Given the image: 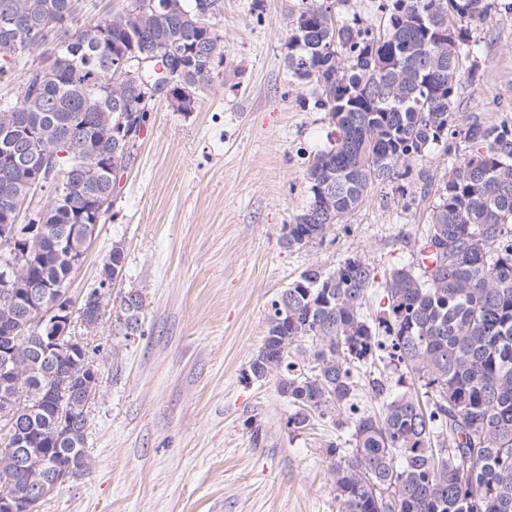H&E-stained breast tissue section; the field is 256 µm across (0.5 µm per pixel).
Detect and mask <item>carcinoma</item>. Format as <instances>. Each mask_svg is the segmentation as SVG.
<instances>
[{"mask_svg": "<svg viewBox=\"0 0 512 512\" xmlns=\"http://www.w3.org/2000/svg\"><path fill=\"white\" fill-rule=\"evenodd\" d=\"M125 0L87 26L72 29L81 0H0V74L22 65L26 82L0 100V224L15 221L40 178L39 154L55 160L62 183L29 222L34 262L29 278L61 305L69 295L70 254L79 239H60L62 224L99 220L98 197L112 193L133 156L115 153L122 133L142 132L149 115L131 93L104 96L123 59L155 57L181 88L202 91L224 58L217 14L197 17L196 0ZM375 22L343 21L330 0H305L289 18L288 69L310 88L326 113L329 145L305 174L307 203L284 227L287 248L322 243L377 184L411 173L432 152L453 158L438 184L430 222L406 240L412 261L383 282L367 263L347 258L332 271L309 267L271 303L268 332L250 364L257 380L273 379L292 407L288 426L338 417L350 447L326 446L342 512H512V129L468 118L456 123V94L479 69L474 30L512 0H381ZM62 41L30 76L32 48L45 43L44 24ZM333 45L330 52L325 51ZM376 288L387 309L372 321L366 301ZM143 293L117 291L114 335L141 332ZM24 322L18 308L0 306V336ZM30 326L15 350V384L0 442V495H22L46 470L26 464L13 448L17 429L35 427L53 459L65 445L52 437L50 417L31 421L29 402L45 394L48 376L71 374L65 359L36 362L39 336ZM386 361L417 376L420 391L393 392L368 372L377 411L353 402L364 366Z\"/></svg>", "mask_w": 512, "mask_h": 512, "instance_id": "carcinoma-1", "label": "carcinoma"}]
</instances>
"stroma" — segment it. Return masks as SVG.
<instances>
[{"label": "stroma", "instance_id": "stroma-1", "mask_svg": "<svg viewBox=\"0 0 512 512\" xmlns=\"http://www.w3.org/2000/svg\"><path fill=\"white\" fill-rule=\"evenodd\" d=\"M301 0H222L224 60L193 111L153 102L132 165L70 284L96 286L113 242L122 290L146 301L142 333L96 335L100 387L89 411L90 470L60 485L40 512H341L328 443L347 429L314 419L297 430L274 381L249 366L270 303L299 274L356 257L384 276L411 259L405 238L427 203L395 184L370 192L323 244L286 248L283 227L307 201L305 172L329 131L287 66L288 17ZM479 71L455 110L512 125V14L478 28Z\"/></svg>", "mask_w": 512, "mask_h": 512}]
</instances>
